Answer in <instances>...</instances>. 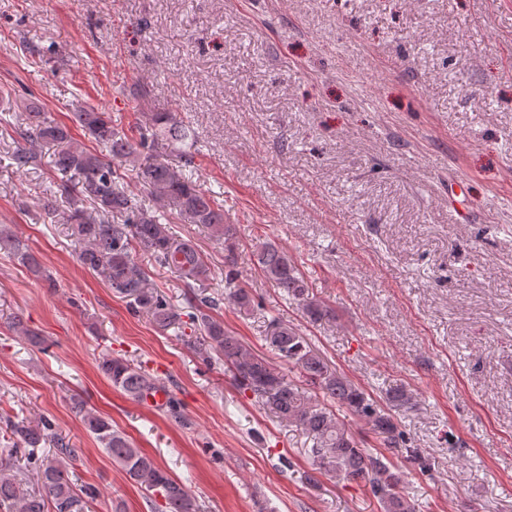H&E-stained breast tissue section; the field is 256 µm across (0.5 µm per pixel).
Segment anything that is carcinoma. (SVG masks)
Wrapping results in <instances>:
<instances>
[{
	"instance_id": "1",
	"label": "carcinoma",
	"mask_w": 512,
	"mask_h": 512,
	"mask_svg": "<svg viewBox=\"0 0 512 512\" xmlns=\"http://www.w3.org/2000/svg\"><path fill=\"white\" fill-rule=\"evenodd\" d=\"M25 121L13 125L16 148L12 165L24 174L38 161L37 146L54 147V189L37 199L43 220L67 224L76 239L77 260L85 269L102 276L131 305L150 317L161 330L183 325L182 313L155 287L150 275L134 258L136 251L154 257L168 267L189 288L188 307L193 309L190 324L199 331L201 342L193 351L203 361L212 356L224 361L233 383L241 393L250 394L280 420L302 430L312 441L308 456L316 470L333 472L348 483L368 486L383 512H416L415 503L402 491L403 474L391 457L401 456L419 470H426L424 450L399 429L395 416L370 393L328 360L292 326L274 320L266 335V345L274 356L295 367L306 385L318 391L311 396L303 388L286 381L283 375L259 354L251 351L212 311L226 303L241 315L249 314L254 301L237 284V245L235 228L224 214V205L195 177L196 143L192 126L173 112H145L137 135L112 128L106 113L89 104H78L71 122L85 131L101 147L91 151L72 141L70 129L47 120L40 107L25 105ZM176 154V165L166 155ZM138 170L140 188L121 184L118 168ZM158 203L153 211L143 208L141 195ZM204 224L215 240L224 246L227 273L224 291H210L212 278L209 258L190 239L175 236L170 224ZM17 258L30 272L50 280L38 259L10 229H0V253ZM253 255L258 268L273 287L297 301L312 323L336 318L335 311L317 299L286 248L270 240L255 244ZM103 376L134 399L157 388L156 380L122 358H105L99 364ZM345 408L365 420L382 450L363 447L332 406ZM87 430L103 445L129 479L140 484L159 512H197L194 499L182 483L160 469L152 457L124 434L112 429V422L75 403ZM0 431L7 446L0 448V512H83L87 502L100 497L92 485L77 489L70 471L81 449L73 447L53 422L37 423L0 420ZM52 454L43 453L46 446ZM24 454L28 466L41 484V493L25 489L13 473L12 455Z\"/></svg>"
}]
</instances>
